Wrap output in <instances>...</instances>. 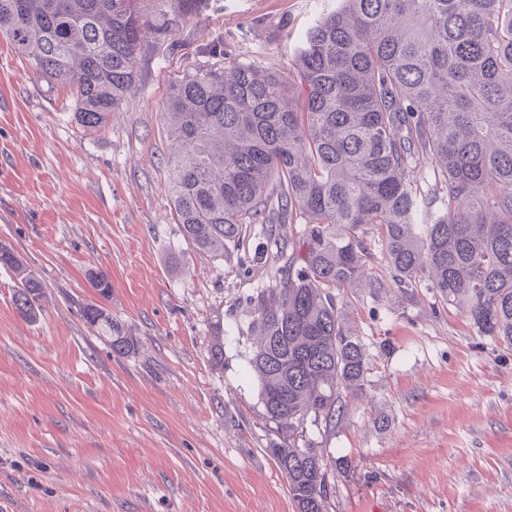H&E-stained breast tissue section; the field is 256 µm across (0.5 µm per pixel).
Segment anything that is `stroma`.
Wrapping results in <instances>:
<instances>
[{"label":"stroma","instance_id":"obj_1","mask_svg":"<svg viewBox=\"0 0 512 512\" xmlns=\"http://www.w3.org/2000/svg\"><path fill=\"white\" fill-rule=\"evenodd\" d=\"M335 5L210 0L148 36L126 102L96 129L0 38V246L44 285L36 318H21L18 281L0 267V512H294L266 452L248 325L252 296L275 284L268 234L300 227L253 225L224 261L188 243L162 106L173 81L221 59L290 70ZM362 239L365 278L339 297L367 381L335 427L307 428L348 461L332 512H512V349L427 281L396 284L376 227ZM97 268L112 281L105 308L137 341L124 358L80 313Z\"/></svg>","mask_w":512,"mask_h":512}]
</instances>
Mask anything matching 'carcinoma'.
Instances as JSON below:
<instances>
[{
  "label": "carcinoma",
  "mask_w": 512,
  "mask_h": 512,
  "mask_svg": "<svg viewBox=\"0 0 512 512\" xmlns=\"http://www.w3.org/2000/svg\"><path fill=\"white\" fill-rule=\"evenodd\" d=\"M208 0H0V35L44 82L68 89L82 126L126 100L146 31ZM174 147L167 190L186 241L222 259L247 225L301 224L273 238L275 286L251 299L250 365L267 452L297 512H329L348 466L307 437L362 389L370 357L348 330L337 291L361 278V227L378 226L399 282L428 276L480 333L512 347V0H338L295 50L293 71L233 62L177 80L162 112ZM435 177L423 187L417 158ZM33 318L42 283L0 246ZM103 299L108 275L87 273ZM117 356L133 337L97 303L82 307ZM215 366L224 330L215 326Z\"/></svg>",
  "instance_id": "1"
}]
</instances>
